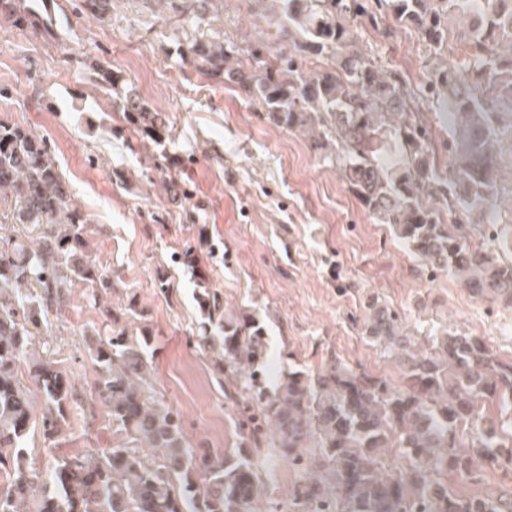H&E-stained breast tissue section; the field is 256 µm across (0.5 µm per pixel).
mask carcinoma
<instances>
[{"label":"carcinoma","instance_id":"cac0c4a2","mask_svg":"<svg viewBox=\"0 0 512 512\" xmlns=\"http://www.w3.org/2000/svg\"><path fill=\"white\" fill-rule=\"evenodd\" d=\"M182 2L201 22L218 5ZM252 2L278 28L279 42L243 49L193 35L188 63L234 85L275 124L308 135L362 208L428 270L452 275L475 299L512 306V258L451 232L426 202L437 177L424 132L398 122L408 108L400 81L357 49L350 27L354 19L377 23L380 11L416 28L438 53L448 46V23L458 24L461 58L436 72L428 93L448 108L452 195L481 216L499 204L490 114L512 109V94L487 91L498 85L503 56L512 58V0H485L484 7L474 0ZM81 4L96 21L112 13V0ZM0 14L16 26L38 25L27 0H0ZM314 57L330 64L306 68ZM94 74L147 137L160 146L168 140L164 113L112 69L98 66ZM2 205L11 209L13 229L0 224V512H254L260 473L252 457L264 445L302 467L307 478L297 496L313 512H512V498L459 496L438 478L469 480L482 467H512V450H495L493 427L473 425L479 407L512 399V365L496 360L482 338L446 326L429 334L432 348H420L400 313L375 294L364 306L362 334L395 355L400 385L334 358L316 370L292 363L271 384L264 317L225 307L196 272L198 251L213 247L204 233L179 263L197 277L198 345L252 404L237 453L196 452L181 413L154 394L152 331L122 322L142 318L132 293L124 310L103 309L85 340L97 367L92 397L124 442L34 468L29 438L54 439L83 404L71 373L38 355L33 338L49 328L50 308L70 302L74 285H91L88 303L97 309L111 281L88 258V218L45 139L0 119ZM392 448L403 449L408 468H381Z\"/></svg>","mask_w":512,"mask_h":512}]
</instances>
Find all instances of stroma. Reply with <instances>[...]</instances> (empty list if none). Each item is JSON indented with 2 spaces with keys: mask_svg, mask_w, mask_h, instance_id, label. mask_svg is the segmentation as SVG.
Instances as JSON below:
<instances>
[{
  "mask_svg": "<svg viewBox=\"0 0 512 512\" xmlns=\"http://www.w3.org/2000/svg\"><path fill=\"white\" fill-rule=\"evenodd\" d=\"M79 0H28L51 30L19 29L0 15V119L43 136L73 197L89 220V256L112 278L109 307L136 294L157 343L153 386L179 410L197 451L226 455L240 442L248 401L226 399L215 379L212 355L199 348L201 320L196 281L170 258L194 243L199 226L222 241L223 257L200 251L201 272L227 307L260 309L269 316L267 341L276 367L294 362L316 368L328 358L367 373L397 379L395 363L360 331L368 294L382 296L406 317L417 337L445 324L482 337L497 359L512 364V308L479 301L446 273L427 270L376 223L301 133L274 124L258 104L231 86L207 79L182 61L193 25L174 0L163 12L147 0H112V15L96 23ZM221 15L201 36L223 34L235 43L277 39L247 0H224ZM357 47L395 75L412 108L403 120L425 131L440 179L454 158L450 126L428 94L433 73L452 51L431 54L417 30L390 16L353 25ZM111 65L155 110L167 114L173 133L166 147L174 166L157 167L162 149L143 139L95 82L92 62ZM497 189L501 200L483 223H471L454 201L436 208L442 223L465 225L469 240L512 237V113L497 112ZM177 181L185 199L163 185ZM172 282L169 295L155 288L158 272ZM75 285L70 304L51 309L50 330L36 336L38 353L71 370L84 410L72 415L52 443L34 439L31 457L44 467L50 456L88 454L117 445L112 422L90 390L94 370L83 335L101 321ZM262 463L260 512H309L296 502L300 467L273 448ZM460 495L512 492V473L484 469L467 482L447 478Z\"/></svg>",
  "mask_w": 512,
  "mask_h": 512,
  "instance_id": "35a3bbf8",
  "label": "stroma"
}]
</instances>
